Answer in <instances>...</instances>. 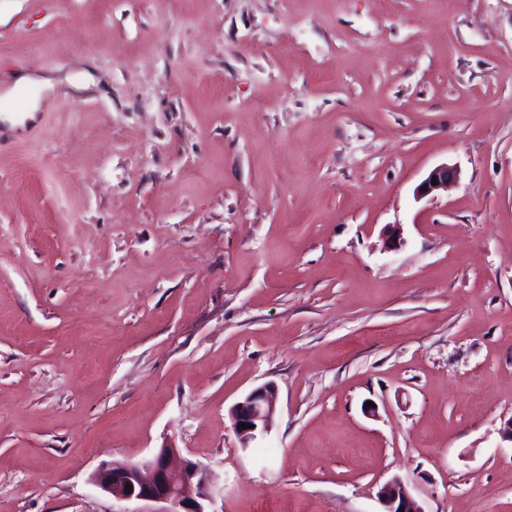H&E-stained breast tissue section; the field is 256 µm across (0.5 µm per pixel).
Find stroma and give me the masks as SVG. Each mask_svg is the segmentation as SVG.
Returning a JSON list of instances; mask_svg holds the SVG:
<instances>
[{
  "instance_id": "stroma-1",
  "label": "stroma",
  "mask_w": 512,
  "mask_h": 512,
  "mask_svg": "<svg viewBox=\"0 0 512 512\" xmlns=\"http://www.w3.org/2000/svg\"><path fill=\"white\" fill-rule=\"evenodd\" d=\"M19 74L0 512H150L90 476L169 440L211 512H512V0H0ZM436 177V182H433ZM460 178V170L455 165L440 164L429 171L427 176L417 185L415 192L420 198L434 196L440 191H448V186ZM278 401V393L272 383L259 386L230 409V417L237 434L244 442L255 440L268 433ZM241 423L254 425V428L241 430ZM379 500L386 507L383 512H424L400 478H393L379 491Z\"/></svg>"
}]
</instances>
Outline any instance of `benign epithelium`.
<instances>
[{"instance_id": "obj_1", "label": "benign epithelium", "mask_w": 512, "mask_h": 512, "mask_svg": "<svg viewBox=\"0 0 512 512\" xmlns=\"http://www.w3.org/2000/svg\"><path fill=\"white\" fill-rule=\"evenodd\" d=\"M460 178L455 165L440 164L429 171L417 185L420 198L434 196ZM278 401L275 386H259L230 409V417L237 434L249 442L268 433ZM247 423L252 428L242 430ZM178 448L168 444L151 458L140 462H112L99 466L91 481L99 489L118 501H141L163 505L161 512H207L204 502L210 499L211 479L208 469L198 462L185 460L174 465L171 459ZM132 492H126V485ZM379 500L386 512H424L398 477L391 479L379 491Z\"/></svg>"}]
</instances>
